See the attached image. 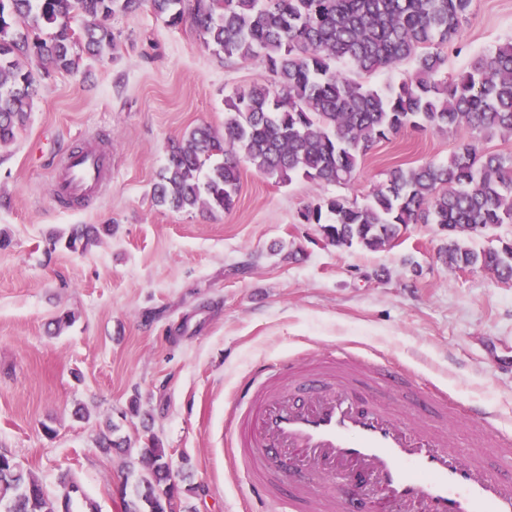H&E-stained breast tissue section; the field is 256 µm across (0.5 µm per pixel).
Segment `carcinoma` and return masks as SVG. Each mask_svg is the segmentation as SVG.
I'll return each instance as SVG.
<instances>
[{
  "label": "carcinoma",
  "mask_w": 512,
  "mask_h": 512,
  "mask_svg": "<svg viewBox=\"0 0 512 512\" xmlns=\"http://www.w3.org/2000/svg\"><path fill=\"white\" fill-rule=\"evenodd\" d=\"M0 0V145L29 119L33 95L49 76L47 61L69 71L79 51L115 49L109 20L144 4L171 26L190 16L204 44L228 61L259 58L270 78L235 90L224 129L197 126L168 147L153 199L175 211L227 212L241 168L277 183L297 178L346 186L374 148L405 127L446 134L469 131L446 163L392 168L361 202L344 195L305 205L299 223L316 224L338 247L391 245L410 224L446 228L438 258L449 268L483 267L512 278V241L476 250L460 235H486L512 224V154L490 152L482 139L512 138V42L473 56L448 78L442 48L456 42L473 0ZM79 23L75 32L73 23ZM338 60L376 74L411 64L397 83L377 87L336 70ZM223 160L206 165L212 157ZM104 224L71 227L53 244L73 252L109 234ZM137 475L133 498L119 487L125 512H179V473L167 449L149 437L125 448ZM80 484L69 471L49 489L13 457L0 456V512H72Z\"/></svg>",
  "instance_id": "cac0c4a2"
}]
</instances>
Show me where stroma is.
Returning <instances> with one entry per match:
<instances>
[{
	"label": "stroma",
	"mask_w": 512,
	"mask_h": 512,
	"mask_svg": "<svg viewBox=\"0 0 512 512\" xmlns=\"http://www.w3.org/2000/svg\"><path fill=\"white\" fill-rule=\"evenodd\" d=\"M111 25L117 50L53 71L25 129L0 146V452L49 486L71 469L98 512H123L128 458L96 443L110 422L115 441L160 440L192 512H250L227 418L241 383L259 366L343 349L410 368L449 412L480 406L512 431V279L448 268L435 224L368 251L298 221L318 197L362 199L393 167L447 161L467 130L406 128L344 188L278 185L246 166L231 211L161 208L151 188L169 141L222 129L226 99L267 71L225 62L190 23L168 25L147 5ZM509 41L512 0H474L449 74ZM81 136L111 157L112 178L61 207L51 154ZM75 224L112 232L83 251L49 245Z\"/></svg>",
	"instance_id": "obj_1"
}]
</instances>
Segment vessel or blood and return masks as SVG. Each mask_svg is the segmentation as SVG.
I'll use <instances>...</instances> for the list:
<instances>
[{
  "label": "vessel or blood",
  "mask_w": 512,
  "mask_h": 512,
  "mask_svg": "<svg viewBox=\"0 0 512 512\" xmlns=\"http://www.w3.org/2000/svg\"><path fill=\"white\" fill-rule=\"evenodd\" d=\"M111 164L89 147L55 165V202L95 196ZM465 447L447 410L404 372L344 355L259 369L230 411L262 508L287 512H512V434L482 408Z\"/></svg>",
  "instance_id": "obj_1"
}]
</instances>
